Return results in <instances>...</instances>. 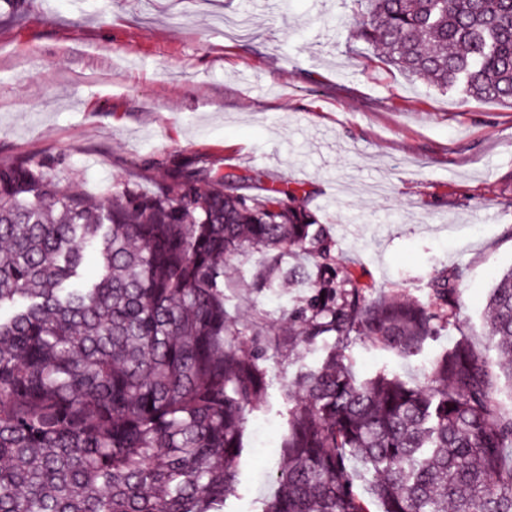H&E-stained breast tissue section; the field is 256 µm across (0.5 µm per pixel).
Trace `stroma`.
Segmentation results:
<instances>
[{
	"label": "stroma",
	"instance_id": "35a3bbf8",
	"mask_svg": "<svg viewBox=\"0 0 512 512\" xmlns=\"http://www.w3.org/2000/svg\"><path fill=\"white\" fill-rule=\"evenodd\" d=\"M0 25V160L60 159L89 194L162 178L174 155L224 173L302 185L342 261L370 294L427 300L441 270L463 272L456 319L405 359L367 338L306 345L288 318L304 291L241 296L242 329L264 316L268 389L224 512H261L283 459V387L336 348L360 377L426 384L425 363L459 339L489 363L495 400L512 383L486 336L489 291L512 266V108L463 99L354 41L352 0H28Z\"/></svg>",
	"mask_w": 512,
	"mask_h": 512
}]
</instances>
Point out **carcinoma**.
Here are the masks:
<instances>
[{
  "instance_id": "1",
  "label": "carcinoma",
  "mask_w": 512,
  "mask_h": 512,
  "mask_svg": "<svg viewBox=\"0 0 512 512\" xmlns=\"http://www.w3.org/2000/svg\"><path fill=\"white\" fill-rule=\"evenodd\" d=\"M353 2L352 37L386 64L512 105V0ZM22 11L0 0L1 23ZM252 253L234 287L307 289L290 313L305 344L364 336L413 357L455 316L457 270L434 276L425 302L366 296L286 182L175 156L150 190L92 197L55 160L0 162V512H224L268 387L265 331L238 347L225 294L224 265ZM486 308L512 357V267ZM295 384L262 512H512V412L467 343L425 386L361 379L334 349Z\"/></svg>"
}]
</instances>
